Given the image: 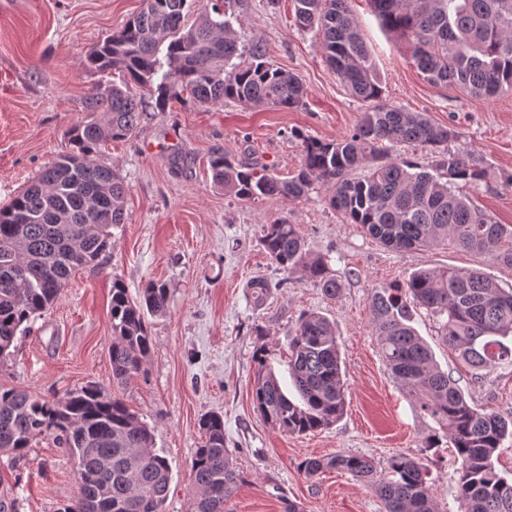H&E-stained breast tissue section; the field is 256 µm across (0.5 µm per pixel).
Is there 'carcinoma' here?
I'll return each mask as SVG.
<instances>
[{
  "label": "carcinoma",
  "instance_id": "1",
  "mask_svg": "<svg viewBox=\"0 0 512 512\" xmlns=\"http://www.w3.org/2000/svg\"><path fill=\"white\" fill-rule=\"evenodd\" d=\"M381 24L407 43L424 79L458 85L494 99L512 93V0H369ZM242 0H143L122 28L91 47L82 66L120 82L92 87L89 112L69 131V149L43 168L8 205L0 208V364L18 333L48 312L77 268L93 266L112 248V228L125 223L127 190L117 170L99 161L112 141L132 138L147 117L174 102L222 107L296 109L306 91L299 77L268 58L261 44H241ZM295 21L321 35L326 62L352 95L365 103L353 131L336 141L296 135L301 165L286 179L254 162L216 151L209 157L214 186L242 200L269 196L299 199L319 186L331 190L330 205L349 224H359L387 245L431 248L453 245L512 267V225L478 208L462 188L486 180L487 170L467 151H452L455 130L422 112L381 103L376 76L350 0H293ZM420 144L432 152L423 165L388 155L394 144ZM372 163L367 175L351 177ZM262 246L282 270L298 271L330 299L340 287L327 261L313 257L297 225L286 219L263 225ZM170 288L149 281L138 297L112 279V383L126 385L143 371L153 339L146 315L164 316ZM442 318V342L471 369L512 364V290L477 270L420 268L402 283L375 289L369 308L382 357L409 389L420 409L443 431L425 448L448 439L460 463L457 498L462 512H512V477L500 474L494 457L512 438V415L468 401L450 373L434 363L415 334L411 308ZM288 371L301 398L282 391L257 352L253 402L273 428L302 435L335 424L346 408L340 344L334 323L320 313L303 314L290 339ZM201 444L192 463L194 512H224V502L244 482L224 446V417L201 424ZM40 437L53 440L76 465L79 496L63 512H162L170 483L165 457L155 450L151 429L119 397L96 385L48 398L0 387V453L26 455ZM112 458V470L101 460ZM312 477L342 470L368 484L384 512H436L427 468L405 454L378 470L361 456L342 452L301 463Z\"/></svg>",
  "mask_w": 512,
  "mask_h": 512
}]
</instances>
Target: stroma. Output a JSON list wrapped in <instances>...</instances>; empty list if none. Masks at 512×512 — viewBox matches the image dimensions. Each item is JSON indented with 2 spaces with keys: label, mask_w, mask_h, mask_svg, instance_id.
Instances as JSON below:
<instances>
[{
  "label": "stroma",
  "mask_w": 512,
  "mask_h": 512,
  "mask_svg": "<svg viewBox=\"0 0 512 512\" xmlns=\"http://www.w3.org/2000/svg\"><path fill=\"white\" fill-rule=\"evenodd\" d=\"M142 0H5L0 8V207L10 203L45 166L69 147L67 130L84 116L89 88L101 74L82 67L85 53L120 29ZM386 103L426 113L453 127L452 150L473 154L487 182L466 193L498 223L512 225V94L486 100L458 86L424 80L403 41L388 33L368 0H351ZM242 40L257 41L281 69L307 89L298 110H253L228 101L205 110L177 103L150 113L136 136L115 141L101 155L127 187V220L112 230V248L97 266L72 274L58 301L17 336L0 365V387L63 397L95 384L123 399L154 431L171 481L162 512H193V458L200 422L224 416V445L245 481L224 512H384L374 491L343 472L309 477V457L343 452L377 467L397 454L420 459L431 473L438 512H460L458 463L447 444L428 451L439 427L421 411L383 360L371 321L374 289L404 282L414 270L477 268L512 288V267L453 247L391 249L349 224L329 204L321 186L307 197L243 201L213 186L208 159L221 148L280 176L299 167L300 147L291 129L326 140L352 132L364 108L325 62L318 36L298 28L291 0H244ZM296 224L312 255L329 260L341 285L336 299L301 273L280 270L264 251L263 225ZM131 297L148 281L170 288L166 316L147 322L154 346L145 370L125 386L112 383L110 302L113 278ZM270 282L256 304L253 281ZM334 320L341 343L346 409L329 428L307 435L274 429L252 399L255 354L264 351L289 398L297 391L288 372V342L302 313ZM413 325L442 370L459 381L469 401L512 413V365L500 364L473 382L441 343L439 324L425 309ZM13 492L21 512H62L78 492L73 460L50 441L34 442L25 457L0 454V493Z\"/></svg>",
  "instance_id": "obj_1"
}]
</instances>
